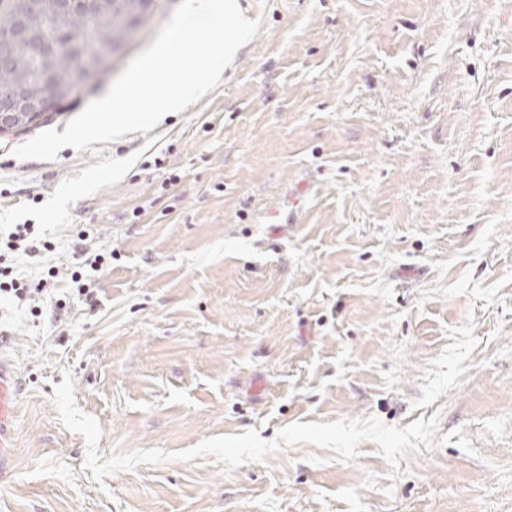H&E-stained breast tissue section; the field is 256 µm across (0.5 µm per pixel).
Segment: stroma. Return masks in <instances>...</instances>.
<instances>
[{
	"label": "stroma",
	"instance_id": "stroma-1",
	"mask_svg": "<svg viewBox=\"0 0 512 512\" xmlns=\"http://www.w3.org/2000/svg\"><path fill=\"white\" fill-rule=\"evenodd\" d=\"M180 2L151 0L98 77L0 134V226L37 225L61 267L84 226L112 255L59 320L0 301L22 378L0 512H512V0H237L261 26L207 96L98 157L11 155L103 97ZM68 371L105 459L439 424L395 483L369 441L352 463L299 444L100 480L58 420Z\"/></svg>",
	"mask_w": 512,
	"mask_h": 512
}]
</instances>
